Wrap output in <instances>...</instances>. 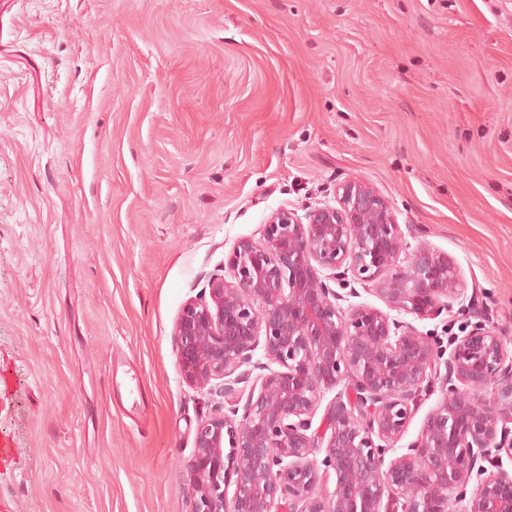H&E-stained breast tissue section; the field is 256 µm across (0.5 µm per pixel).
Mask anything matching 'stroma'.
<instances>
[{
    "label": "stroma",
    "mask_w": 512,
    "mask_h": 512,
    "mask_svg": "<svg viewBox=\"0 0 512 512\" xmlns=\"http://www.w3.org/2000/svg\"><path fill=\"white\" fill-rule=\"evenodd\" d=\"M350 177L512 343V0H0V512H189L176 320Z\"/></svg>",
    "instance_id": "35a3bbf8"
}]
</instances>
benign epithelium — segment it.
Here are the masks:
<instances>
[{
    "label": "benign epithelium",
    "mask_w": 512,
    "mask_h": 512,
    "mask_svg": "<svg viewBox=\"0 0 512 512\" xmlns=\"http://www.w3.org/2000/svg\"><path fill=\"white\" fill-rule=\"evenodd\" d=\"M404 239L386 198L350 178L334 205L272 212L260 240L234 245L209 298L184 305L175 327L182 376L224 398L196 429L190 512H512L505 337L476 323L445 351L394 317L435 320L466 290L447 253L426 243L409 253ZM347 277L387 310L343 309L328 281ZM435 380L443 392L417 436L385 460Z\"/></svg>",
    "instance_id": "benign-epithelium-1"
}]
</instances>
